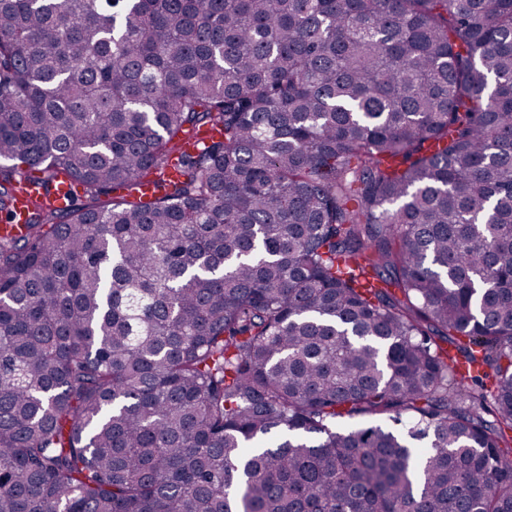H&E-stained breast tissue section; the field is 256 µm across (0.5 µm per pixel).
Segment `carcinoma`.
<instances>
[{
    "label": "carcinoma",
    "mask_w": 512,
    "mask_h": 512,
    "mask_svg": "<svg viewBox=\"0 0 512 512\" xmlns=\"http://www.w3.org/2000/svg\"><path fill=\"white\" fill-rule=\"evenodd\" d=\"M60 173L0 512H512V0H0V217Z\"/></svg>",
    "instance_id": "1"
}]
</instances>
